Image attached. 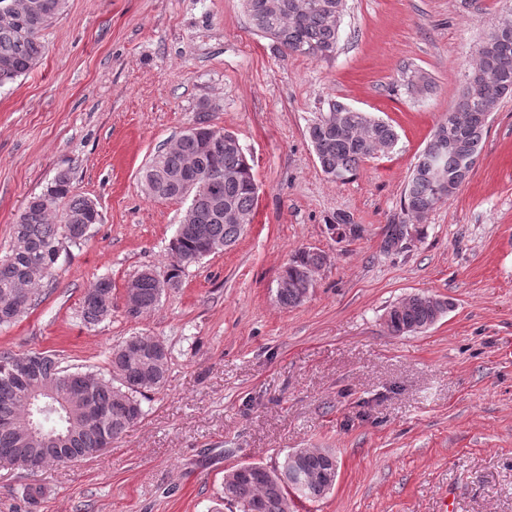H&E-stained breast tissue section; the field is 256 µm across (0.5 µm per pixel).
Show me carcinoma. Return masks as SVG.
<instances>
[{"instance_id": "cac0c4a2", "label": "carcinoma", "mask_w": 512, "mask_h": 512, "mask_svg": "<svg viewBox=\"0 0 512 512\" xmlns=\"http://www.w3.org/2000/svg\"><path fill=\"white\" fill-rule=\"evenodd\" d=\"M25 0H0V10L16 9L17 19L0 25V86L14 82L32 71L47 53L43 32L65 13L68 0H39L43 8L31 14ZM270 0H244L253 30L268 38L282 51L327 59L336 54L346 0H301L305 12L291 8L293 0H281L272 9ZM336 14V25L328 22ZM488 75L496 101L512 98V30L491 49L478 48L475 65L468 72ZM339 110L336 126L308 127V136L323 173L333 182L348 181L360 165L372 157L371 149H394L399 141L395 127L358 109ZM450 118L437 125L418 156L403 190L401 209L407 216L427 215L450 199L468 179L462 159L478 158L489 129L492 105L469 86L461 90ZM161 167L144 168L141 175L146 194L159 200L189 201L193 222L178 225L170 242L173 263L166 278L144 269L135 276L139 308L129 312L137 318L155 308L165 287L177 288L186 268L206 256L234 244L244 233L241 224L219 221L215 204H230L246 223L253 221L257 204L253 166L242 150L209 151L202 147L194 129L185 131L176 143L156 153ZM204 172L223 173L217 191L186 193L184 181L189 165ZM443 167L448 185L434 181L432 168ZM96 203L74 193L70 173L59 171L46 190L33 196L11 227L9 251L0 257V324L17 319L41 302L37 286L53 277L64 244L84 241L95 224ZM325 263V256L313 249L297 251L284 267L281 277L290 288L277 293L285 309L303 304L313 288V272ZM448 310V300L415 293L410 301L392 306L386 314L388 331L395 336L417 333L432 326ZM112 312V280L101 278L82 300L81 317L98 325ZM168 371V351L152 345L148 336H130L112 348L110 379L93 372L74 371L61 366L58 358L44 352L15 354L0 352V461L8 459L26 474L28 482L20 492L34 506L42 496L37 473L45 462L64 461L67 456L84 459L96 449L108 448L143 416L141 397L162 388ZM62 435V453L45 451L51 435ZM336 456H304L298 462L303 474L314 478L301 491L288 484V462L278 471L259 464L244 472L229 469L224 475V502L238 512H290L294 498L318 500L332 488L329 476L336 475Z\"/></svg>"}]
</instances>
